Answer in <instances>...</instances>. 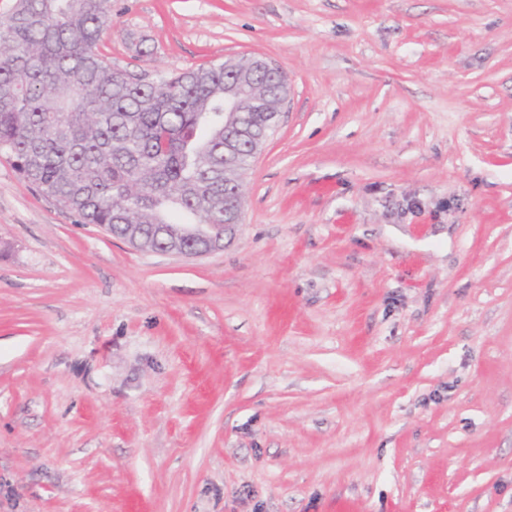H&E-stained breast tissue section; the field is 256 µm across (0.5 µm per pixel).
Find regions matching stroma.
<instances>
[{
  "label": "stroma",
  "instance_id": "stroma-1",
  "mask_svg": "<svg viewBox=\"0 0 512 512\" xmlns=\"http://www.w3.org/2000/svg\"><path fill=\"white\" fill-rule=\"evenodd\" d=\"M100 50L288 99L198 258L0 155V512H512V0H112Z\"/></svg>",
  "mask_w": 512,
  "mask_h": 512
}]
</instances>
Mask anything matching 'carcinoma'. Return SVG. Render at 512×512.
Instances as JSON below:
<instances>
[{"label":"carcinoma","instance_id":"obj_1","mask_svg":"<svg viewBox=\"0 0 512 512\" xmlns=\"http://www.w3.org/2000/svg\"><path fill=\"white\" fill-rule=\"evenodd\" d=\"M112 0H15L0 17V153L47 197L143 247L184 224L223 231L224 206L242 203L241 175L264 142L276 73L210 62L146 81L100 51ZM246 116L237 156L224 160V98Z\"/></svg>","mask_w":512,"mask_h":512}]
</instances>
